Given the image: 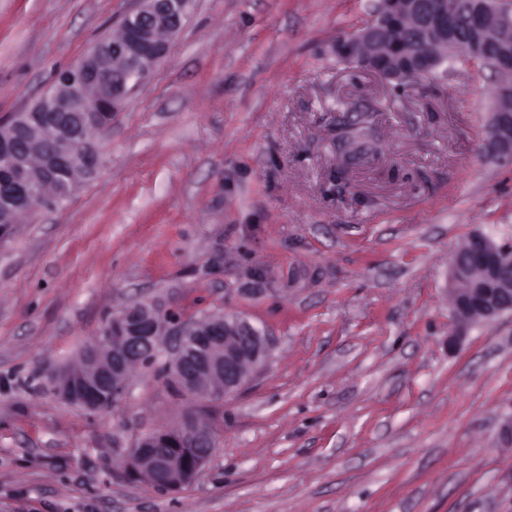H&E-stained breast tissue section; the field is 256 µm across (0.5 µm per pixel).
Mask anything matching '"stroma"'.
<instances>
[{
	"label": "stroma",
	"instance_id": "35a3bbf8",
	"mask_svg": "<svg viewBox=\"0 0 512 512\" xmlns=\"http://www.w3.org/2000/svg\"><path fill=\"white\" fill-rule=\"evenodd\" d=\"M376 3L193 0L97 176L0 238V512H512V316L448 346L451 254L512 238V163L483 153L495 80L456 62L397 91L341 61ZM134 5L0 0V120ZM353 112L378 150L348 164ZM144 300L245 315L272 357L220 401L144 369L108 412L55 394L49 369ZM190 410L218 437L191 484L121 477L120 449Z\"/></svg>",
	"mask_w": 512,
	"mask_h": 512
}]
</instances>
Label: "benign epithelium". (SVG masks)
<instances>
[{
	"instance_id": "obj_1",
	"label": "benign epithelium",
	"mask_w": 512,
	"mask_h": 512,
	"mask_svg": "<svg viewBox=\"0 0 512 512\" xmlns=\"http://www.w3.org/2000/svg\"><path fill=\"white\" fill-rule=\"evenodd\" d=\"M138 6L121 19L122 34L100 39L74 66L57 74L53 86L16 118L0 123V198L33 210L43 190L60 170L75 168L93 179L102 166L100 150L86 142L89 128L109 126L112 113L137 87L151 78L184 27L192 0H136ZM469 30L458 40L448 0H380L373 16L351 37L336 43V55L378 76L382 72L364 49L386 44L397 21L414 28L417 70L435 72L459 51L472 60H492V73L512 72V0H468ZM37 127L44 135L42 163L34 169L29 154L14 138ZM486 155L512 162V86L501 87L490 112ZM448 292L455 327L452 345L467 336L475 322L492 323L512 315V239L498 240L475 232L452 254ZM275 346L273 335L238 314L185 321L173 310L153 302L128 307L112 317V334L99 336L80 352L86 372L62 368L50 372L55 393L90 411L104 409L100 392H112V403L128 391L129 372L143 362V353L162 354L174 383L194 397L222 399L237 393L249 374L265 366ZM176 435L199 449L193 456L170 447L167 435L149 433L124 453L122 476L147 474L158 491H175L191 483L216 449L211 426L193 412L184 415Z\"/></svg>"
}]
</instances>
